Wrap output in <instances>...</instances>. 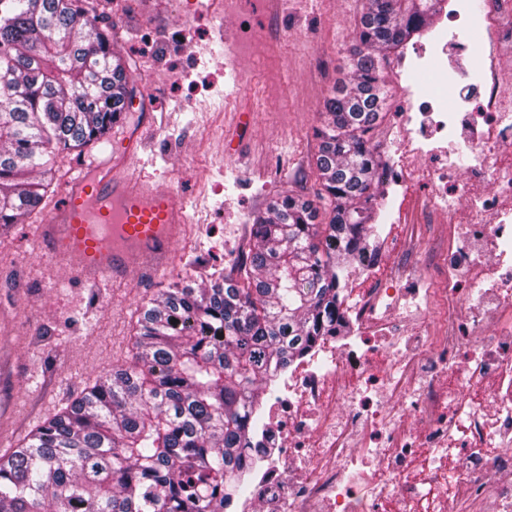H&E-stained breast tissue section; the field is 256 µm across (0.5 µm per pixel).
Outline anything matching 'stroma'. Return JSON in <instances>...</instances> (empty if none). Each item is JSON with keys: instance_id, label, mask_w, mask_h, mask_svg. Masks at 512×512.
Returning a JSON list of instances; mask_svg holds the SVG:
<instances>
[{"instance_id": "1", "label": "stroma", "mask_w": 512, "mask_h": 512, "mask_svg": "<svg viewBox=\"0 0 512 512\" xmlns=\"http://www.w3.org/2000/svg\"><path fill=\"white\" fill-rule=\"evenodd\" d=\"M172 0H96L134 92L107 142L62 153L46 196L58 203L86 163L168 181L190 224L167 271L90 287L38 243L45 213L0 230V454L68 407L108 369L132 362L138 309L171 282L236 276L249 231L283 194L313 196L323 102L349 74L363 0H293L288 16L250 24L269 52L230 72L233 18L202 12L187 43ZM138 132L127 148L125 131Z\"/></svg>"}]
</instances>
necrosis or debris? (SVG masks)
<instances>
[{
  "label": "necrosis or debris",
  "mask_w": 512,
  "mask_h": 512,
  "mask_svg": "<svg viewBox=\"0 0 512 512\" xmlns=\"http://www.w3.org/2000/svg\"><path fill=\"white\" fill-rule=\"evenodd\" d=\"M494 0L470 47L445 41L415 119L394 120L393 222L448 228L431 240L441 281L403 280L391 254L420 247L386 230L356 255L350 336H326L269 385L249 454L254 495L233 512H512V65ZM477 56L479 78L449 70ZM458 78L456 102L439 99ZM469 158L458 169L454 158Z\"/></svg>",
  "instance_id": "1"
}]
</instances>
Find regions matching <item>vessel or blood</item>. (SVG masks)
Instances as JSON below:
<instances>
[{
	"instance_id": "obj_1",
	"label": "vessel or blood",
	"mask_w": 512,
	"mask_h": 512,
	"mask_svg": "<svg viewBox=\"0 0 512 512\" xmlns=\"http://www.w3.org/2000/svg\"><path fill=\"white\" fill-rule=\"evenodd\" d=\"M184 205L163 182L90 163L68 184L64 201L36 238L90 281L160 270L185 231Z\"/></svg>"
}]
</instances>
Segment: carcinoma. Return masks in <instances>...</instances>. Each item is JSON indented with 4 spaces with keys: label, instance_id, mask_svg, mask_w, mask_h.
Wrapping results in <instances>:
<instances>
[{
    "label": "carcinoma",
    "instance_id": "cac0c4a2",
    "mask_svg": "<svg viewBox=\"0 0 512 512\" xmlns=\"http://www.w3.org/2000/svg\"><path fill=\"white\" fill-rule=\"evenodd\" d=\"M442 0H367L349 78L316 129L320 212L284 194L253 224L240 277L179 282L139 308L133 363L115 366L8 455L0 512H225L261 385L344 324L336 261L364 249L387 105L386 53ZM132 95L92 0H0V224L41 210L55 157L105 142Z\"/></svg>",
    "mask_w": 512,
    "mask_h": 512
}]
</instances>
